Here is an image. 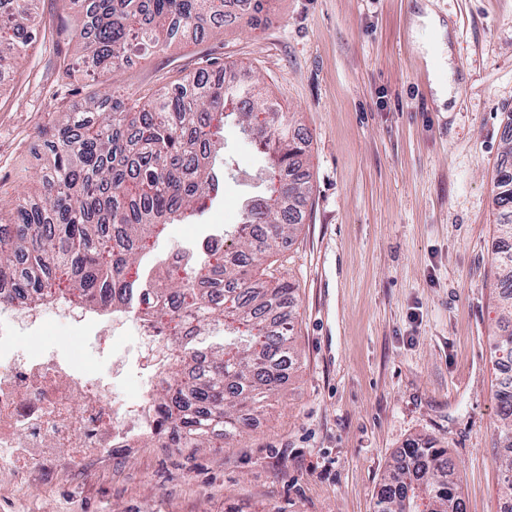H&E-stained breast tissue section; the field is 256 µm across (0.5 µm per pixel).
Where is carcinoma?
<instances>
[{"mask_svg":"<svg viewBox=\"0 0 512 512\" xmlns=\"http://www.w3.org/2000/svg\"><path fill=\"white\" fill-rule=\"evenodd\" d=\"M4 1L10 7L0 11V26L20 38L0 43V68L24 60L42 27L35 0ZM264 2L236 0L250 19ZM228 4L89 0L71 35L75 61L106 82L133 50L220 31ZM231 118L246 137L261 132L270 161L266 192L240 211L239 224H255L258 232L224 234L236 240V250L188 255L149 288L142 260L152 239L219 192L215 164ZM44 145L53 164L38 201L17 200L11 223L0 224V289L26 303L58 294L101 309H143L176 337L166 353L171 376L157 390L160 431L149 444L200 448L249 428L293 364L295 285L265 280L259 269L301 223L298 206L310 193L299 164L307 140L291 131L278 104L202 70L156 90L106 93L79 112H54ZM497 189L501 334L493 350L502 367L512 365V146ZM212 325L224 327V344L203 352L195 337ZM495 398L502 512H512L511 376L498 378ZM375 512H464L448 449L426 435L409 440L392 460Z\"/></svg>","mask_w":512,"mask_h":512,"instance_id":"1","label":"carcinoma"}]
</instances>
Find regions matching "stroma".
<instances>
[{
    "instance_id": "1",
    "label": "stroma",
    "mask_w": 512,
    "mask_h": 512,
    "mask_svg": "<svg viewBox=\"0 0 512 512\" xmlns=\"http://www.w3.org/2000/svg\"><path fill=\"white\" fill-rule=\"evenodd\" d=\"M439 29L411 35L418 6ZM82 4L37 0L58 36L0 70V224L40 193V132L103 87L71 63ZM458 96L436 102L428 53ZM256 83L307 137L311 192L272 267L297 286V364L277 398L224 448L96 450L73 464L0 472V512H374L389 463L430 435L457 466L468 512H501L495 441L499 247L494 204L512 114V0H267L255 24L132 55L116 81L157 89L208 66ZM213 207L168 225L153 257L238 221L267 161L224 128ZM127 362L112 394L151 365L136 330L107 343Z\"/></svg>"
}]
</instances>
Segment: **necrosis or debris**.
<instances>
[{
    "mask_svg": "<svg viewBox=\"0 0 512 512\" xmlns=\"http://www.w3.org/2000/svg\"><path fill=\"white\" fill-rule=\"evenodd\" d=\"M58 320L76 325L79 335L105 340L117 326H133L141 338L162 343L156 329L139 314L100 319L91 308L53 299ZM42 322L37 305L0 301V468L25 472L46 466L56 448H68L82 460L88 449L140 448L157 429L154 380L167 370L157 365L129 401L112 397V379L124 362L113 358L105 376L88 375L77 361L61 355L60 346L45 345L34 354L20 347L23 335Z\"/></svg>",
    "mask_w": 512,
    "mask_h": 512,
    "instance_id": "4bbe7bcc",
    "label": "necrosis or debris"
}]
</instances>
